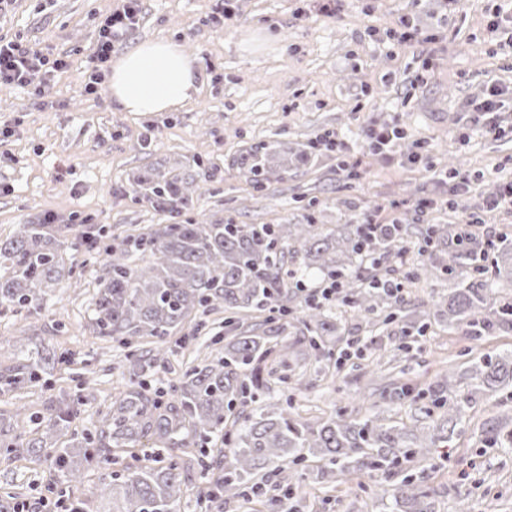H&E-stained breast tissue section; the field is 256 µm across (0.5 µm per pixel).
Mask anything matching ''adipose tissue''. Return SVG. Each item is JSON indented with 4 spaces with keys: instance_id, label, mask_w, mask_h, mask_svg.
I'll return each instance as SVG.
<instances>
[{
    "instance_id": "ef3b65f1",
    "label": "adipose tissue",
    "mask_w": 512,
    "mask_h": 512,
    "mask_svg": "<svg viewBox=\"0 0 512 512\" xmlns=\"http://www.w3.org/2000/svg\"><path fill=\"white\" fill-rule=\"evenodd\" d=\"M201 71L173 40L144 41L121 54L108 77L112 105L119 112H168L190 100Z\"/></svg>"
}]
</instances>
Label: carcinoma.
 Masks as SVG:
<instances>
[{
  "label": "carcinoma",
  "instance_id": "1",
  "mask_svg": "<svg viewBox=\"0 0 512 512\" xmlns=\"http://www.w3.org/2000/svg\"><path fill=\"white\" fill-rule=\"evenodd\" d=\"M293 148L272 140L250 148L241 165L259 191L269 189L271 177H288ZM295 153V152H293ZM296 158L302 154L295 153ZM196 175L172 178L159 174L139 179L133 192L168 214L172 223L153 224L138 234L104 248L97 247L95 224H21L11 238L0 240V307L39 315L45 291L73 275L66 266L68 250L79 248L102 257L103 274L91 297L93 332L127 349L132 369L142 361L165 362L174 337L183 334L191 317L224 311L230 339L211 361L189 367L168 391H150L131 378L100 414L91 429L77 430L81 407L90 396L91 380L80 377L78 391L49 400L43 412L27 414L25 406L4 417L0 412V454L8 459L48 463L57 483L68 491L82 486L101 463L127 457L131 462L104 475L97 497L106 501L100 512H179L190 476L198 467L207 475L196 497L200 512H224L227 505L253 499L263 512H288L286 499L267 495L265 482L283 465H302L294 473L297 487L315 484L319 491L336 490V477L363 471L388 482L380 497L383 512H433L432 492L407 472V463H431L433 448H446L455 429L467 422L471 397L479 392L512 388V353L481 357L470 366L471 389L460 391L453 374L438 376L430 389L432 405L418 408L429 432L400 421L382 423L358 410L329 417L303 418L274 400L275 367L288 366L290 351L303 346L331 377L341 371L332 361L329 337L336 332V313L308 300L292 318V290L287 255L302 254V271L315 269L343 279V302L366 323L371 315L407 324L404 335L422 336L431 315L408 312L404 295L394 296L377 273L383 261L398 257L407 229L385 227L373 237L358 224L340 233L304 224H191L176 220L179 206L190 200ZM425 243L419 277L436 282L455 278L447 305L437 311L448 325H460L476 336L503 326L512 327V302L483 313L488 289L473 281L482 273L477 239L452 224L420 230ZM497 275L512 276V238L490 246ZM371 254L375 274L364 277L360 267ZM276 311L280 318L250 323V314ZM294 329V341L288 329ZM149 345L145 351L139 346ZM74 363L54 349H38L16 363L0 367V394L53 389L47 376ZM254 404L231 417L237 403ZM500 414L484 421L477 437L486 448H512V414L497 403ZM29 419L34 428L15 430L12 420ZM213 445L209 460L188 452ZM21 495L0 491V512H19Z\"/></svg>",
  "mask_w": 512,
  "mask_h": 512
}]
</instances>
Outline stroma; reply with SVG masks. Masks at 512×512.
<instances>
[{
  "label": "stroma",
  "instance_id": "stroma-1",
  "mask_svg": "<svg viewBox=\"0 0 512 512\" xmlns=\"http://www.w3.org/2000/svg\"><path fill=\"white\" fill-rule=\"evenodd\" d=\"M499 0H343L335 16L310 11L305 0H237L226 26L211 18L221 0H144L133 34L116 46L123 53L155 38L175 40L193 56L204 79L190 101L174 112H118L108 90L87 94L81 87L101 18L113 0H12L0 14V37L69 56L72 66L57 73L50 95L0 84V123L14 131L0 149V237L19 225L71 223L90 217L112 236L167 223L139 195L133 181L144 171L204 173L193 184V201L182 220L198 224H302L313 219L328 229L361 221L407 225V260H416L419 231L431 224H479L483 240L512 234V210H487L485 201L512 182V102L498 112L502 131L478 128L467 104L483 99L490 85L512 89V49L500 47L487 29ZM411 13L425 40L414 46L387 37L403 13ZM434 66L418 82L426 58ZM399 124L404 135L385 162L361 137L368 127ZM348 141L352 168L326 149L269 194L253 190L239 159L250 147L272 139L308 146L323 133ZM472 182L455 190L459 177ZM439 199L433 209L419 200ZM99 265H79L73 278L48 290L36 316L0 313V364L19 358L14 342L26 332L43 345L72 353L74 365L55 371V389L73 392L71 374L87 370L96 380L94 399L81 409L80 423L93 426L129 379L124 349L95 336L88 302L100 278ZM203 327L186 348L174 349L164 367L145 371L152 388L163 390L184 370L208 356L212 336L223 333L224 315H203ZM376 344L358 348L367 331L360 318L336 320V340L346 349L340 375L323 379L313 358L294 347L303 383L282 386L301 416L351 410L359 376L379 356H396L414 392L426 390L437 372L453 370L466 385L472 361L512 350V329L480 338L467 328L432 322L425 335L405 337L400 322L375 315ZM496 398L474 395L468 425L432 466L416 474L434 491L435 512H456L468 501L472 512H512V449H484L475 431L494 412ZM50 481L46 465L0 458V487L34 503ZM379 480L362 472L332 496L308 497L309 512H381Z\"/></svg>",
  "mask_w": 512,
  "mask_h": 512
}]
</instances>
